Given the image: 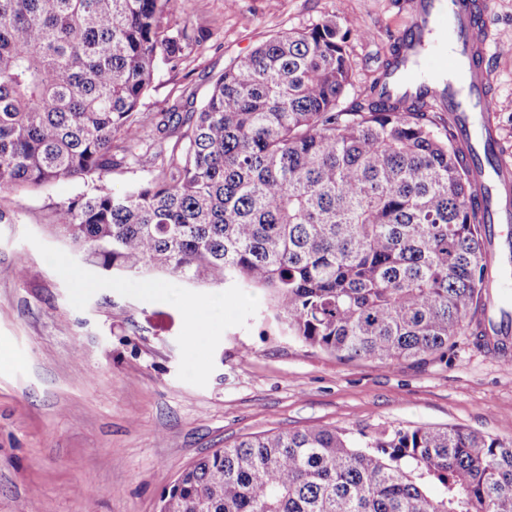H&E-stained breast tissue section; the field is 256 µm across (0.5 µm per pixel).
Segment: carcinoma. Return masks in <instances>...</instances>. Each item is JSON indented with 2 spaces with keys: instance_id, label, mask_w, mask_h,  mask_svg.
<instances>
[{
  "instance_id": "1",
  "label": "carcinoma",
  "mask_w": 512,
  "mask_h": 512,
  "mask_svg": "<svg viewBox=\"0 0 512 512\" xmlns=\"http://www.w3.org/2000/svg\"><path fill=\"white\" fill-rule=\"evenodd\" d=\"M175 0H0V192L97 182L63 203L59 233L120 275L259 288L288 334L340 359L444 354L465 329H512V302L475 319L492 239L453 125L391 97L400 45L363 97L333 19L271 36L232 61L198 112L149 115L158 61L187 35ZM180 136L172 147L166 139ZM158 145L157 173L114 192ZM159 512H512V442L461 427H311L218 448ZM139 156L137 160L130 165H122L112 170V173L106 177V183L115 191H123L129 185L144 179L150 178L156 173L160 158L156 156V149H146V147L137 151Z\"/></svg>"
}]
</instances>
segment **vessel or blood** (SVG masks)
I'll return each instance as SVG.
<instances>
[{
    "label": "vessel or blood",
    "instance_id": "1",
    "mask_svg": "<svg viewBox=\"0 0 512 512\" xmlns=\"http://www.w3.org/2000/svg\"><path fill=\"white\" fill-rule=\"evenodd\" d=\"M492 21L484 0H418L413 24L401 36L404 60L393 69L391 95L419 93L443 100L458 134L457 147L471 161L480 192L494 207L489 221L512 222V163L497 148L490 120L497 103L488 88Z\"/></svg>",
    "mask_w": 512,
    "mask_h": 512
}]
</instances>
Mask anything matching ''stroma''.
Returning a JSON list of instances; mask_svg holds the SVG:
<instances>
[{
  "mask_svg": "<svg viewBox=\"0 0 512 512\" xmlns=\"http://www.w3.org/2000/svg\"><path fill=\"white\" fill-rule=\"evenodd\" d=\"M416 0H176L167 24L198 36L143 100L201 107L236 57L326 19L355 22L349 106L377 78ZM501 43L489 66L512 161V0H487ZM67 180L0 193V512H159L197 459L269 431L457 425L512 440V337L493 354L462 334L447 357L347 361L289 336L254 288L147 294L62 246L57 208L91 192Z\"/></svg>",
  "mask_w": 512,
  "mask_h": 512,
  "instance_id": "obj_1",
  "label": "stroma"
}]
</instances>
